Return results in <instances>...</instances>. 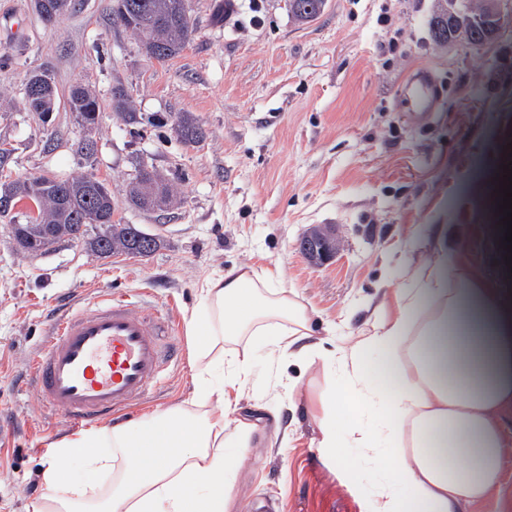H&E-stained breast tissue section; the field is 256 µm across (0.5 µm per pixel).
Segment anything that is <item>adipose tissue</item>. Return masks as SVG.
Masks as SVG:
<instances>
[{
	"instance_id": "ef3b65f1",
	"label": "adipose tissue",
	"mask_w": 512,
	"mask_h": 512,
	"mask_svg": "<svg viewBox=\"0 0 512 512\" xmlns=\"http://www.w3.org/2000/svg\"><path fill=\"white\" fill-rule=\"evenodd\" d=\"M273 269L240 265L206 277L187 327L197 361L219 365L190 402L158 415L62 438L41 472L33 512H230L237 449L256 428L239 408L255 351L318 368L325 385L308 411L315 443L344 465L361 449L383 489L367 512H461L501 485L512 414V299L476 275L448 285V259L389 289L392 311L337 340L315 337L310 316ZM79 460L86 478L64 467ZM114 474L108 491L97 478Z\"/></svg>"
}]
</instances>
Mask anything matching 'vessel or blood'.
<instances>
[{
  "mask_svg": "<svg viewBox=\"0 0 512 512\" xmlns=\"http://www.w3.org/2000/svg\"><path fill=\"white\" fill-rule=\"evenodd\" d=\"M406 91L417 104L418 120L438 106L433 78L415 76ZM170 324L162 313L147 314L129 299L106 295L71 308L52 325L31 361V384L45 408L69 424H97L134 409L155 388L175 356L163 341Z\"/></svg>",
  "mask_w": 512,
  "mask_h": 512,
  "instance_id": "obj_1",
  "label": "vessel or blood"
}]
</instances>
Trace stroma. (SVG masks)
I'll return each instance as SVG.
<instances>
[{"instance_id": "obj_1", "label": "stroma", "mask_w": 512, "mask_h": 512, "mask_svg": "<svg viewBox=\"0 0 512 512\" xmlns=\"http://www.w3.org/2000/svg\"><path fill=\"white\" fill-rule=\"evenodd\" d=\"M188 3L197 32L159 62L113 25L110 0H75L48 25L33 0H0V148L10 151L0 184L91 173L109 185L117 220L163 238L143 258H99L68 242L29 254L0 215V512H31L45 493L44 463L73 432L17 385L65 305L107 292L167 313L181 356L147 403L121 413L128 421L190 401L198 380L186 320L201 281L240 264L279 266L289 295L342 337L365 328L382 284L407 286L438 245L450 276L494 278L512 295L496 193L512 157V29L465 50L432 43L435 0H330L301 28L284 0ZM34 70L48 71L58 89L48 126L19 108ZM423 71L441 98L427 122L401 97ZM78 82L100 101L89 158L67 104ZM116 86L140 123L113 110ZM184 114L202 128L198 142L178 135ZM142 163L171 179L178 207L161 216L128 207L127 184ZM314 226L334 228L340 241L320 266L299 250ZM323 384L298 359L272 375L255 354L241 405H263L264 420L240 451L233 512H366L376 486L357 449H346L340 471L312 444L316 427L300 396Z\"/></svg>"}]
</instances>
